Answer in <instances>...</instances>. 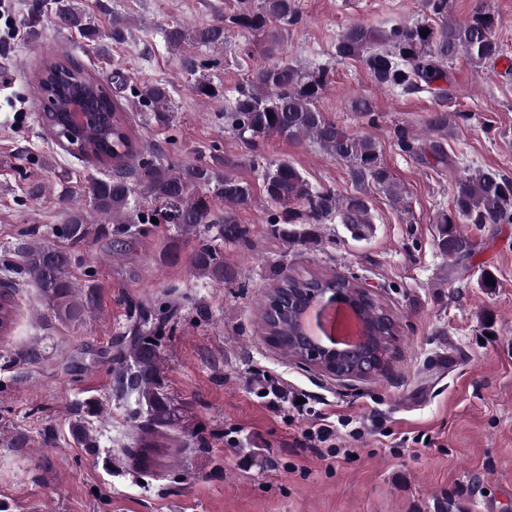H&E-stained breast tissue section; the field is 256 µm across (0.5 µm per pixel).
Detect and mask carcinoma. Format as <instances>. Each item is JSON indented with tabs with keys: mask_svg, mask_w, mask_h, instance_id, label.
Returning <instances> with one entry per match:
<instances>
[{
	"mask_svg": "<svg viewBox=\"0 0 512 512\" xmlns=\"http://www.w3.org/2000/svg\"><path fill=\"white\" fill-rule=\"evenodd\" d=\"M55 14L68 28L75 29L89 43H99V30L92 17L79 10L72 0H51ZM429 14L441 19L414 25H392L373 28L353 24L336 39V57L359 59L378 85L404 92L431 90L448 78L447 67L458 54L464 53L477 64L495 61L500 55L491 14L476 9L465 21L448 17V0H425ZM299 14L295 0H237L230 12L220 15L187 35L171 26L162 30L165 44L181 52L182 68L196 73L202 63L187 51L185 41L192 39L198 46L221 48L226 32L262 33L268 38V55L280 53L281 40L288 27L297 24ZM427 32L423 37L420 31ZM127 19L112 15L110 39L123 43L127 39ZM61 78L62 92L69 93L72 82L97 101L106 112V121L87 130L84 136V158L115 167V174L90 179L83 189L92 211L104 225L99 233L113 236L116 242L132 240L144 231L142 225L158 222L173 224L186 234L197 236L194 267L212 279L224 278V256L215 242L229 241L246 244L250 230L239 224L237 211L254 201L250 184L220 169L222 159L212 156V163L190 164L172 168L160 162L141 160L142 149L128 132L119 104L113 98L102 100L105 86L89 70L71 66L68 58H51L42 62L36 76L37 93L44 94L54 85V76ZM328 70L324 67L305 69L297 64L274 61L255 69L247 84L237 91L224 112V120L234 134L248 145L269 137L288 141L309 140L326 154L348 167L354 194L342 195L332 188L316 187L292 164L271 163L262 169L261 179L265 199L281 209V215L271 223V231L289 245H304L317 240L319 225L339 222L353 237L363 239L374 230V216L369 207L367 189L375 187L390 196L393 202L402 193L388 171L379 162L378 146L369 135H356L326 120L317 103L328 85ZM138 102L153 112L161 126L171 120V96L168 85L153 83L136 94ZM456 124L455 114L439 110L429 130L446 135ZM138 159L132 175H127V161ZM158 203L152 210H143L139 196ZM220 202L224 209L215 208ZM512 224V180L481 167H460L453 188V208L440 214L437 248L454 261L468 255L472 243L460 235L456 224ZM53 234L69 242L65 248L43 245L36 241L21 243L15 251L22 254L21 262L3 264L0 268V334L9 335L17 316L14 298L20 281L28 279L36 285L49 310L60 319L80 321L96 306L92 286L81 287L70 276V268L78 263L73 247L86 241L88 220L80 208L69 210L64 224L53 228ZM327 288L346 289L350 300L359 304L366 318L391 319L388 310L375 298L360 291L357 283L342 276L325 277L295 275L277 283L260 313L270 343L290 356H300L294 340V320L290 310L275 311V303L285 296L306 295L314 284ZM168 308L165 300H156L136 314V331L127 351L112 367L113 392L121 399L135 400L129 418L143 420L142 432L135 445V457L140 463L159 454L160 439L184 419L181 403L165 390L161 372L160 337L142 333L152 324V317ZM97 400H87L77 409L71 424V435L78 444L93 452L99 447L98 438L87 427V419L102 412Z\"/></svg>",
	"mask_w": 512,
	"mask_h": 512,
	"instance_id": "obj_1",
	"label": "carcinoma"
}]
</instances>
